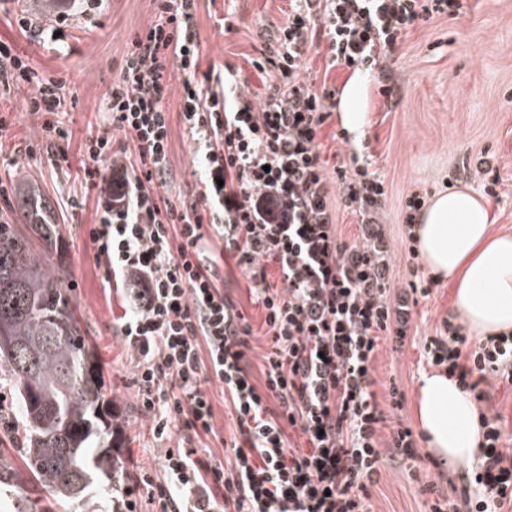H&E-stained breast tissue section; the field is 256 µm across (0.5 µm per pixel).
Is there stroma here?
Segmentation results:
<instances>
[{
    "mask_svg": "<svg viewBox=\"0 0 512 512\" xmlns=\"http://www.w3.org/2000/svg\"><path fill=\"white\" fill-rule=\"evenodd\" d=\"M27 10L43 24H55L44 0H9L0 10V35L13 37L39 72H65L72 140L61 154H47L42 144L41 120L24 109L25 91L0 95V103L12 109V124L0 135V181L32 183L56 209L66 240L68 270L66 289L76 305L81 328L103 368L106 397L118 412L123 435L122 473L116 478L119 500H135L138 512H150L145 487L135 486L125 473L140 467L151 476L163 473L166 449L187 440L185 432L159 439L152 420L142 413L133 383L135 356L116 330L121 314L119 293L103 285L88 231L94 220L95 191L81 183L79 146L85 137L101 129L104 98L118 76L123 55L134 34L154 19L151 0H104L95 15L84 17L78 0H71L69 17L57 24L58 43L67 52L50 49L38 37L19 36L15 13ZM288 0H199L195 24L202 51L201 65L230 67L247 81L252 101L264 98L270 81L257 71L252 58L262 47V33L284 24ZM230 18L231 27L221 24ZM303 74L315 84L344 86L350 70L328 65L325 45H312L303 57ZM388 75L391 97L379 93L375 80L367 82L366 110L369 123L360 139L373 159V170L385 180L383 208L385 232L394 246L390 265L392 287L410 277L409 242L404 224L406 200L411 193L431 198L454 185L469 184V170L488 161L499 176L498 197L485 202L495 217L494 231L512 232V0H463L454 16H437L410 29L399 41ZM183 91L180 76H173L165 99L172 111L170 164L172 194L187 195L198 187L194 145L176 112ZM83 199L81 209H62L67 197ZM224 286L254 328L251 373L262 381V353L266 342L263 316L247 289L244 275L227 272ZM454 285L439 283L429 297L412 309V326L418 336L433 335L442 318L453 311ZM419 346L394 351L380 342L372 361L373 389L381 406H388L391 385L404 391L400 416H388L378 431L386 455L377 486L371 490L372 512H428L437 496L451 486H462L463 471L454 466L420 467L409 474L389 455L391 436L398 423L415 426L414 402L421 369ZM214 415V434L191 440L206 451L212 463L222 462L224 444L237 428L232 407L224 400L221 384L207 381Z\"/></svg>",
    "mask_w": 512,
    "mask_h": 512,
    "instance_id": "35a3bbf8",
    "label": "stroma"
}]
</instances>
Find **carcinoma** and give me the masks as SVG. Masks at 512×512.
Here are the masks:
<instances>
[{
  "mask_svg": "<svg viewBox=\"0 0 512 512\" xmlns=\"http://www.w3.org/2000/svg\"><path fill=\"white\" fill-rule=\"evenodd\" d=\"M0 223V372L12 383L26 427L24 468L0 450V491L23 479L36 492L80 508L111 484L121 447L101 364L63 287L64 240L57 219L30 194ZM55 250L40 261L35 242Z\"/></svg>",
  "mask_w": 512,
  "mask_h": 512,
  "instance_id": "1",
  "label": "carcinoma"
}]
</instances>
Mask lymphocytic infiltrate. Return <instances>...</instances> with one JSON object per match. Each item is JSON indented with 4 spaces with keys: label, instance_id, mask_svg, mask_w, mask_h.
<instances>
[{
    "label": "lymphocytic infiltrate",
    "instance_id": "1",
    "mask_svg": "<svg viewBox=\"0 0 512 512\" xmlns=\"http://www.w3.org/2000/svg\"><path fill=\"white\" fill-rule=\"evenodd\" d=\"M197 0H152L105 98L108 125L86 137L83 181L96 189L89 237L104 284L126 295L120 333L137 359L135 382L153 431L214 430L201 387L221 383L237 420L231 457L216 467L193 448H170L162 480L136 472L160 512H370L380 475L377 431L386 417L371 360L382 338L404 346L410 309L433 279L389 285V244L379 222L384 180L367 167L327 171L319 132L336 89L313 88L303 57L326 40L329 64L376 75L390 96L387 62L410 28L455 15L461 0H290L255 68L271 76L253 103L227 68L201 70ZM181 71L180 114L201 162L199 192L172 197L170 113ZM64 76L39 74L15 40L0 39V89H27L25 111L43 119L47 148L70 142ZM337 190L359 220V240L337 233L327 203ZM240 270L264 315L265 380L249 368L254 329L216 268ZM278 269L283 288L269 281ZM420 358L455 377L477 408L482 441L466 484L431 512H512L508 421L491 407L488 377L512 386V332L474 340L457 316L425 337ZM307 438L290 447L288 430Z\"/></svg>",
    "mask_w": 512,
    "mask_h": 512
}]
</instances>
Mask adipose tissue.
I'll return each instance as SVG.
<instances>
[{
	"instance_id": "adipose-tissue-1",
	"label": "adipose tissue",
	"mask_w": 512,
	"mask_h": 512,
	"mask_svg": "<svg viewBox=\"0 0 512 512\" xmlns=\"http://www.w3.org/2000/svg\"><path fill=\"white\" fill-rule=\"evenodd\" d=\"M368 121L366 81L353 74L340 98L342 128L362 134ZM490 211L471 188L436 193L412 227L425 269L455 284L454 304L480 338L512 331V232L492 230ZM417 421L429 451L460 469L470 468L482 441L473 399L456 378L422 376Z\"/></svg>"
}]
</instances>
